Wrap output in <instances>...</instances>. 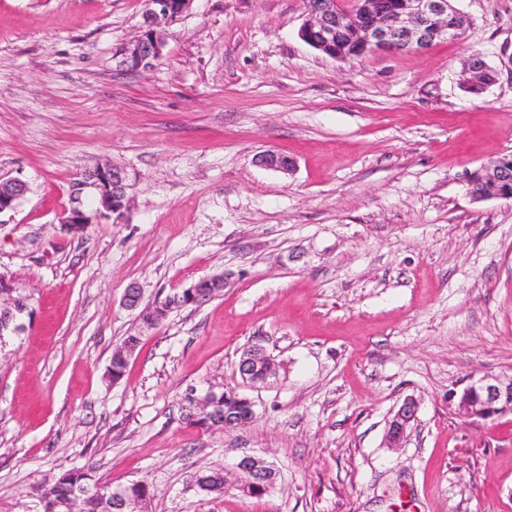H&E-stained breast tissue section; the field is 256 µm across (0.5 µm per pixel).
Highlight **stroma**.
<instances>
[{"mask_svg": "<svg viewBox=\"0 0 512 512\" xmlns=\"http://www.w3.org/2000/svg\"><path fill=\"white\" fill-rule=\"evenodd\" d=\"M462 40L333 59L302 41L303 0H192L160 62L119 71L143 0H0V273L35 319L0 351V512L73 467L143 482L144 512H512V413L470 419L471 378H512V199L467 179L512 153V0H454ZM480 54L495 83L464 90ZM291 171L261 165L267 151ZM135 176L125 220L67 236L86 166ZM224 288L148 329L143 304ZM141 344L111 381L112 351ZM276 375L246 383L242 352ZM251 398L244 427L186 424L188 388ZM417 418L385 445L406 398ZM255 454L270 494L191 483ZM27 191L28 185L23 180L0 177V218L3 214L15 211Z\"/></svg>", "mask_w": 512, "mask_h": 512, "instance_id": "1", "label": "stroma"}]
</instances>
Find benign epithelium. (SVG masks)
<instances>
[{"mask_svg": "<svg viewBox=\"0 0 512 512\" xmlns=\"http://www.w3.org/2000/svg\"><path fill=\"white\" fill-rule=\"evenodd\" d=\"M145 9L140 24V35L116 51L119 70L139 72L156 65L163 57L165 31L187 11L191 0H144ZM309 18L301 29L302 39L314 49L325 52L336 47V38L363 47L367 52L425 50L440 40L458 41L465 33L466 20L450 3V0H402L397 7L388 0H319L308 8ZM259 162L269 168L287 171L293 161L275 152H266ZM487 181L497 187L512 186V154L484 167ZM129 174L110 163H97L83 170L72 184L70 206L61 220V229L68 234H81L89 224L102 218L119 222L127 209ZM28 191L26 182L19 178L0 177V216L17 209ZM16 291L13 281L0 272V348L7 339L23 335L31 325L34 315L25 313L13 297ZM141 293L132 286L125 294V305L140 309V319L152 325L173 303L140 307ZM267 355L259 348L254 356L239 364L241 377L251 383H264L273 375V367L265 363ZM248 410L215 408L214 390L202 393L191 388L184 397L183 405L194 419L206 417L211 429L227 430L238 427L255 416L254 403L246 397ZM458 411L467 417L490 418L512 413V378L480 377L468 384L458 396ZM416 403L408 399L399 407L388 422L386 441L389 448H401L407 432L416 420ZM239 478V489L249 487L270 490L276 487L280 472L267 459L256 455H244L232 465ZM109 512H136L135 500L122 488L112 492L107 504Z\"/></svg>", "mask_w": 512, "mask_h": 512, "instance_id": "benign-epithelium-1", "label": "benign epithelium"}]
</instances>
